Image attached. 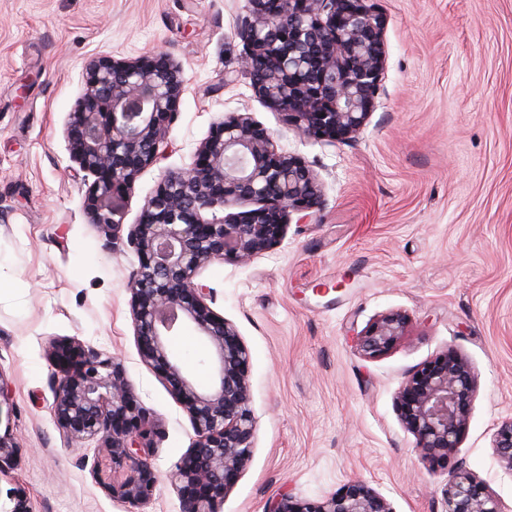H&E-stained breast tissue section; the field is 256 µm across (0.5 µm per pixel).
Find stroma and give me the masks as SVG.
Returning a JSON list of instances; mask_svg holds the SVG:
<instances>
[{"mask_svg":"<svg viewBox=\"0 0 512 512\" xmlns=\"http://www.w3.org/2000/svg\"><path fill=\"white\" fill-rule=\"evenodd\" d=\"M368 2L386 19L384 92L359 134L328 145L254 93L238 33L250 0H0V435L19 449L0 488L22 489L32 512L127 510L53 421V337L121 355L153 418L159 481L144 512H182L171 472L194 431L139 359L126 288L137 257L91 223L92 180L67 137L88 59L157 51L182 66L185 91L159 159L119 192L125 224L230 112L303 157L323 190L273 250L197 276L250 352L254 448L223 512L318 499L353 478L394 512H445L459 463L512 500L492 450L512 417V0ZM393 311L409 317L405 336L381 356L359 352L354 334ZM450 349L478 390L443 467L415 451L395 394Z\"/></svg>","mask_w":512,"mask_h":512,"instance_id":"1","label":"stroma"}]
</instances>
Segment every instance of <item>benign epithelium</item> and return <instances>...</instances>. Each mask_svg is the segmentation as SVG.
<instances>
[{"label":"benign epithelium","instance_id":"benign-epithelium-1","mask_svg":"<svg viewBox=\"0 0 512 512\" xmlns=\"http://www.w3.org/2000/svg\"><path fill=\"white\" fill-rule=\"evenodd\" d=\"M240 28L243 64L264 103L317 141H346L364 127L382 92L385 20L366 0H252ZM85 89L70 112L71 157L94 181L83 206L93 223L117 237L124 226L115 195L152 165L185 91L180 65L167 53L143 60L93 57ZM322 206L317 175L296 154L274 149L268 131L247 113L216 122L191 165L167 173L143 203L126 239L138 257L127 285L141 361L171 386L194 430L191 449L175 465L183 512H222L224 497L252 453L257 422L250 400V355L234 326L208 303L199 270L215 260L247 263L284 237L287 218L302 221ZM408 317L387 313L353 336L370 357L387 352ZM193 333L208 349L213 380L200 386L171 348ZM53 419L67 442H97L90 471L108 493L141 512L158 475L150 463L152 416L126 368L80 342L52 339ZM477 375L448 350L414 371L396 394L400 420L426 459L462 448ZM492 448L512 474V418ZM446 512H512L463 465L442 490ZM0 512H30L19 490ZM268 512H392L387 498L361 479L318 501L283 496Z\"/></svg>","mask_w":512,"mask_h":512}]
</instances>
